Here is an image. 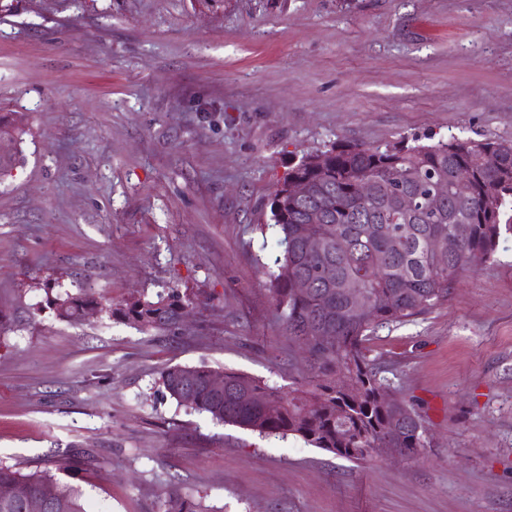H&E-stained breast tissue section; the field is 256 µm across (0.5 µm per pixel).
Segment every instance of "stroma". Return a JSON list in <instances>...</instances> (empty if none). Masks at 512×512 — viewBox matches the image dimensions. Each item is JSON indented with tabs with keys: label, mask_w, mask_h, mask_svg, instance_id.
I'll return each instance as SVG.
<instances>
[{
	"label": "stroma",
	"mask_w": 512,
	"mask_h": 512,
	"mask_svg": "<svg viewBox=\"0 0 512 512\" xmlns=\"http://www.w3.org/2000/svg\"><path fill=\"white\" fill-rule=\"evenodd\" d=\"M0 105L24 114L0 174V462L77 487L86 512H512V237L448 299L363 344L419 416L417 462L354 463L212 420L168 366L283 388L268 272L273 193L335 142L512 140V0H15ZM112 302L177 290L176 332ZM57 316L65 321L82 320L89 311L96 309L105 311L110 317H117L137 325L140 330H177L184 318L189 314L191 300L183 298L179 293H172L167 298L156 302L139 298H130L120 304L103 303L85 293H65V296L52 300Z\"/></svg>",
	"instance_id": "35a3bbf8"
}]
</instances>
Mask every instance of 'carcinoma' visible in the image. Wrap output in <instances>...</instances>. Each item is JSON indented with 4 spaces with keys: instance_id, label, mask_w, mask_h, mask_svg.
<instances>
[{
    "instance_id": "cac0c4a2",
    "label": "carcinoma",
    "mask_w": 512,
    "mask_h": 512,
    "mask_svg": "<svg viewBox=\"0 0 512 512\" xmlns=\"http://www.w3.org/2000/svg\"><path fill=\"white\" fill-rule=\"evenodd\" d=\"M24 133L19 113L0 115V137ZM290 180L305 183L306 194L288 195ZM437 185L445 187L438 203ZM403 198L413 207L402 208ZM313 212L321 223H310ZM270 213L283 252L269 273V292L288 342L309 346L307 369L286 392L226 370L220 396L210 388L214 371L178 365L161 372L160 386L220 423L295 436L350 461L372 459L377 448H403L409 460L419 459L427 448L424 427L403 401L385 403L392 390L362 345L379 326L411 322L442 304L458 277L489 261L503 234H512V141L414 138L383 149L336 143L288 173ZM450 235L458 236V251L436 260L430 243ZM309 237L323 239L320 252L308 251ZM327 265L336 270L333 282L322 275ZM299 280L306 291H297ZM350 288L367 291L364 311L349 309ZM52 304L65 321L97 309L145 332L179 329L192 306L177 292L115 305L67 293ZM43 496L46 512H84L72 486L0 464V512H28L29 501ZM162 506V512H198L176 491L165 493Z\"/></svg>"
}]
</instances>
